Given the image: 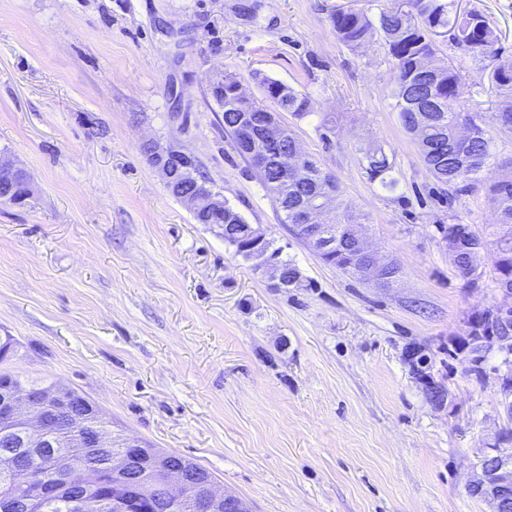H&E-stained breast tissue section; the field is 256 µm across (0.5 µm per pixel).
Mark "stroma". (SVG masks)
I'll return each instance as SVG.
<instances>
[{
  "label": "stroma",
  "instance_id": "1",
  "mask_svg": "<svg viewBox=\"0 0 512 512\" xmlns=\"http://www.w3.org/2000/svg\"><path fill=\"white\" fill-rule=\"evenodd\" d=\"M401 2L0 0V155L32 186L23 204L0 201V336L14 340L0 371L76 390L113 429L206 468L250 512H491L467 485L486 454L512 452L501 393L512 352L471 351L466 322L512 306L486 187L512 162V130L493 119L480 62L435 36L494 157L469 191L433 195L383 42L348 48L330 23ZM452 2L486 16L512 62V0ZM222 71L256 98L259 74L309 95L310 116L280 119L367 216L370 246L400 268L393 287L326 265L280 223L228 145L211 93ZM145 139L191 156L307 287H273L195 223ZM375 148L395 190L363 169ZM444 224L483 240L478 287L458 276Z\"/></svg>",
  "mask_w": 512,
  "mask_h": 512
}]
</instances>
